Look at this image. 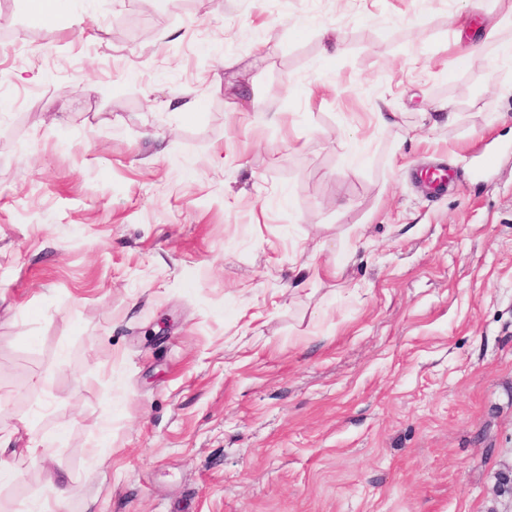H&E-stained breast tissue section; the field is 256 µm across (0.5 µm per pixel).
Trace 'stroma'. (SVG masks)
I'll use <instances>...</instances> for the list:
<instances>
[{"instance_id": "1", "label": "stroma", "mask_w": 512, "mask_h": 512, "mask_svg": "<svg viewBox=\"0 0 512 512\" xmlns=\"http://www.w3.org/2000/svg\"><path fill=\"white\" fill-rule=\"evenodd\" d=\"M511 9L0 0V512H512ZM439 173L436 177L433 175H426L424 177L423 173H417L416 178L419 179V182L424 187V189L431 195L442 194L448 189V185L453 180V173L451 170L439 169Z\"/></svg>"}]
</instances>
